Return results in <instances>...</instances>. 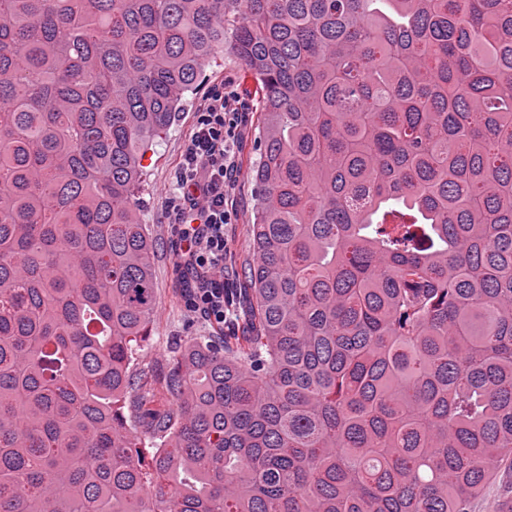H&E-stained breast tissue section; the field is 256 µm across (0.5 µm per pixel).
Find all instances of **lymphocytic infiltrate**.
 Here are the masks:
<instances>
[{
  "label": "lymphocytic infiltrate",
  "mask_w": 512,
  "mask_h": 512,
  "mask_svg": "<svg viewBox=\"0 0 512 512\" xmlns=\"http://www.w3.org/2000/svg\"><path fill=\"white\" fill-rule=\"evenodd\" d=\"M250 106L232 85L207 97L183 153L172 209L185 242L184 266L196 278L192 311L224 324V227L235 220L236 150Z\"/></svg>",
  "instance_id": "lymphocytic-infiltrate-1"
}]
</instances>
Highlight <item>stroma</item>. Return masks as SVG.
<instances>
[{"label":"stroma","mask_w":512,"mask_h":512,"mask_svg":"<svg viewBox=\"0 0 512 512\" xmlns=\"http://www.w3.org/2000/svg\"><path fill=\"white\" fill-rule=\"evenodd\" d=\"M228 81L235 84L251 109L248 122L241 130L237 152L239 174L234 189L237 219L224 228L226 294H235L244 282V266L253 253L249 226L254 220L255 190L247 159L252 156L258 140L260 103L253 80L244 77L236 60L228 55L220 65L207 69L201 88L187 96L183 112L168 133L149 150L147 168L136 195L139 219L156 246L153 275L157 305L151 332L141 341L132 366L145 373L155 386L168 370L174 345L192 342L202 336L215 340L221 336L220 331L187 307L193 279L186 276L179 265V239L169 218L168 198L176 186L182 154L206 97ZM471 512H512L511 462L496 465L493 478L474 500Z\"/></svg>","instance_id":"obj_1"}]
</instances>
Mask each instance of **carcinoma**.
Here are the masks:
<instances>
[{
	"mask_svg": "<svg viewBox=\"0 0 512 512\" xmlns=\"http://www.w3.org/2000/svg\"><path fill=\"white\" fill-rule=\"evenodd\" d=\"M220 48L244 326L143 414L142 159ZM511 457L512 0H0V512H470Z\"/></svg>",
	"mask_w": 512,
	"mask_h": 512,
	"instance_id": "cac0c4a2",
	"label": "carcinoma"
}]
</instances>
